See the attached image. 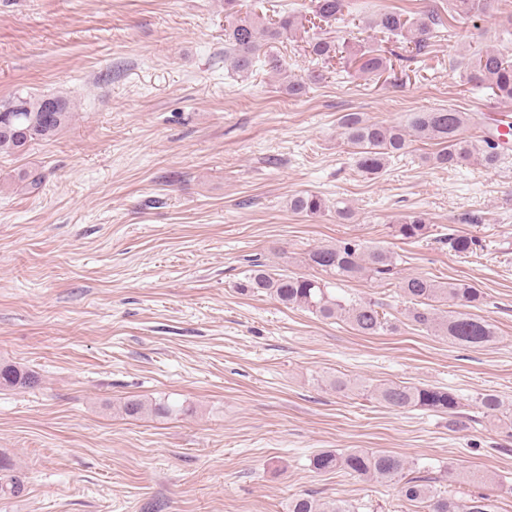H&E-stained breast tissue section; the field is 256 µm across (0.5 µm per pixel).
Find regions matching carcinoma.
<instances>
[{
	"label": "carcinoma",
	"mask_w": 512,
	"mask_h": 512,
	"mask_svg": "<svg viewBox=\"0 0 512 512\" xmlns=\"http://www.w3.org/2000/svg\"><path fill=\"white\" fill-rule=\"evenodd\" d=\"M238 0H224V59L243 77L253 73V63L264 46H272L298 29L296 16L278 14V19H268L255 14L241 18L235 11ZM496 0H448L452 16L479 19L490 14ZM314 16L329 23L340 19L355 24L358 14L350 0H314ZM370 28H378L387 37L405 42L403 50L407 59L423 54L430 46L434 33L445 25L439 11L433 9L408 18L398 11L378 13L365 21ZM497 41L500 46H490L463 56V80L474 88L491 90L497 103L512 104V56L504 48L512 43V17L499 26ZM308 52L315 60L326 63L337 56L339 44L329 37H314L308 42ZM357 72L380 76L387 71V58L374 50L358 51L353 59ZM323 79L322 73H312L308 79L288 81V95L301 97L306 94L308 83ZM72 117L71 101L63 95L33 94L23 89L0 99V154L15 155L32 144L55 137ZM474 117L455 108L412 112L403 125H387L369 121L359 112L341 117V135L357 149V166L368 175L381 174L391 159L406 152L413 141H434L440 149L426 161L437 167H457L472 158L483 166L494 168L501 160L497 144L484 140L485 147L475 149L463 136V129ZM290 208L297 213L316 215L325 208L324 200L314 194L298 195L291 199ZM395 236L402 240L423 239L430 233V225L423 214L404 217L392 225ZM448 249L456 253L473 251L477 240L465 235L448 233L440 238ZM399 256L377 246L367 245L356 239H344L331 246H322L309 253L311 264L329 275L319 279L301 273H275L258 260L252 262L238 282L242 295L268 296L286 307L304 309L324 320L343 319L354 329L367 336L381 335L393 329L379 303L365 298H347L336 295V282L357 276H370L388 281L397 274ZM404 297L411 306L406 308L407 318L415 326L435 329L455 344L479 348L495 338L494 327L487 320L469 312L441 315L443 302L461 307H477L484 297L481 292L465 282L442 285L423 276H405L399 282ZM36 377L12 364H0V387H30ZM375 395L394 410L422 409L448 416V424L460 426L461 401L458 395L438 386H408L389 384L376 389ZM478 405L488 415L501 410L502 401L492 393L476 397ZM182 407L165 399L143 401L129 399L122 406V413L129 417L145 414L172 416ZM311 468L318 473L343 470L379 484L399 486L403 500L423 505L424 512H496L495 500L488 494L452 498L443 495L421 476H409L411 464L388 451L350 450L337 453L322 450L310 459ZM288 512H352L343 500L322 501L312 495H303L288 503Z\"/></svg>",
	"instance_id": "obj_1"
}]
</instances>
